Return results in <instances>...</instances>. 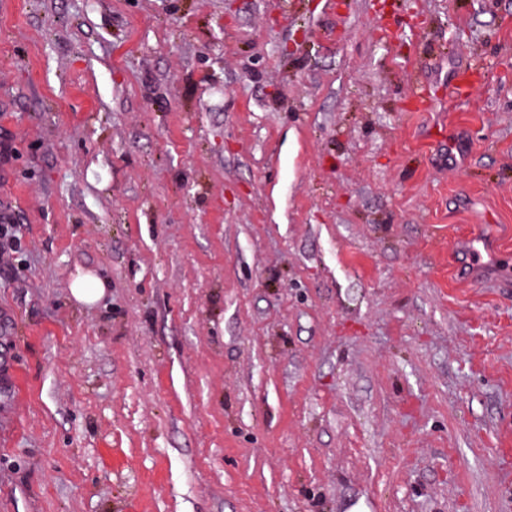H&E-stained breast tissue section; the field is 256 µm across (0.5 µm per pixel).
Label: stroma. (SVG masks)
Wrapping results in <instances>:
<instances>
[{
  "mask_svg": "<svg viewBox=\"0 0 512 512\" xmlns=\"http://www.w3.org/2000/svg\"><path fill=\"white\" fill-rule=\"evenodd\" d=\"M0 135V512H512V0H0ZM462 80H455L448 85L437 86L436 91L431 88L416 93L414 110L423 112L428 110L434 104L435 97L443 98L448 97L449 101H454L458 97L459 85ZM104 283L91 275H78L72 282L70 292L73 298L84 304H95L105 293Z\"/></svg>",
  "mask_w": 512,
  "mask_h": 512,
  "instance_id": "35a3bbf8",
  "label": "stroma"
}]
</instances>
